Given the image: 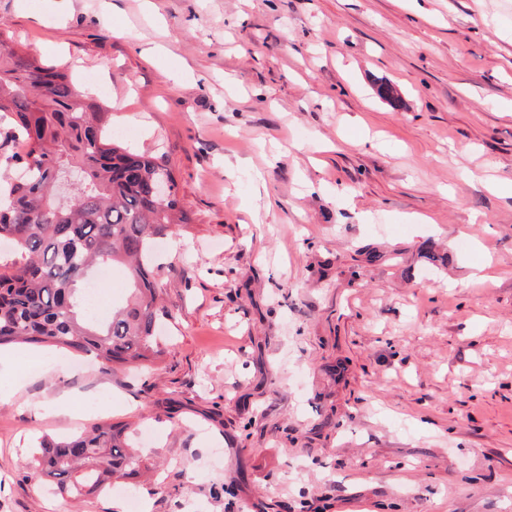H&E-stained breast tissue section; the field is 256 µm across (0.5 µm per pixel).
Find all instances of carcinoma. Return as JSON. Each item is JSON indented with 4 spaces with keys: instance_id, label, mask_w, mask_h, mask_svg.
Instances as JSON below:
<instances>
[{
    "instance_id": "carcinoma-1",
    "label": "carcinoma",
    "mask_w": 512,
    "mask_h": 512,
    "mask_svg": "<svg viewBox=\"0 0 512 512\" xmlns=\"http://www.w3.org/2000/svg\"><path fill=\"white\" fill-rule=\"evenodd\" d=\"M0 120L27 150L0 176V241L15 259L0 267V347L26 343L92 354L107 369L157 358L161 306L152 244L182 221L178 195L152 188L171 170L163 157L131 150L108 130L111 113L87 101L70 75L0 38ZM118 267L132 288L98 318L87 285ZM29 467L61 495L100 493L134 481L147 461L113 425L45 440Z\"/></svg>"
}]
</instances>
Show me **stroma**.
I'll use <instances>...</instances> for the list:
<instances>
[{
	"instance_id": "stroma-1",
	"label": "stroma",
	"mask_w": 512,
	"mask_h": 512,
	"mask_svg": "<svg viewBox=\"0 0 512 512\" xmlns=\"http://www.w3.org/2000/svg\"><path fill=\"white\" fill-rule=\"evenodd\" d=\"M0 33L97 74L190 218L160 358L0 366V512H512V0H0ZM103 422L136 489L28 478Z\"/></svg>"
}]
</instances>
